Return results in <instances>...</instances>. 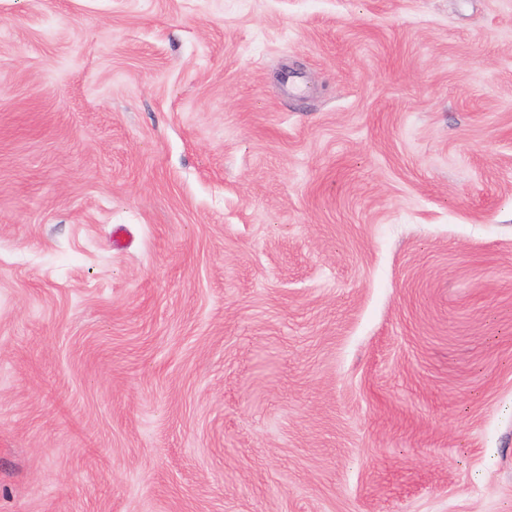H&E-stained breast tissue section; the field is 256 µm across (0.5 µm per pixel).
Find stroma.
I'll return each mask as SVG.
<instances>
[{"instance_id": "35a3bbf8", "label": "stroma", "mask_w": 512, "mask_h": 512, "mask_svg": "<svg viewBox=\"0 0 512 512\" xmlns=\"http://www.w3.org/2000/svg\"><path fill=\"white\" fill-rule=\"evenodd\" d=\"M0 512H512V0H0Z\"/></svg>"}]
</instances>
